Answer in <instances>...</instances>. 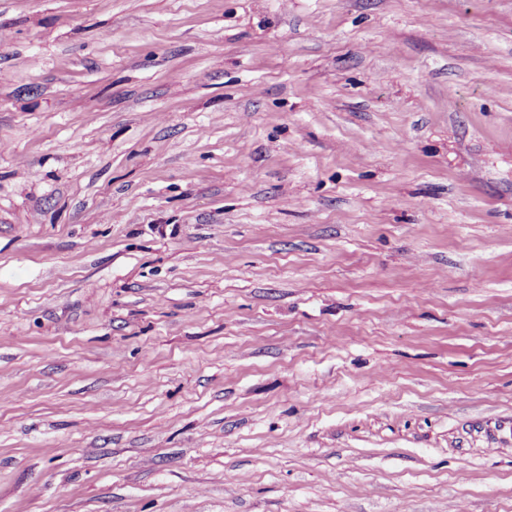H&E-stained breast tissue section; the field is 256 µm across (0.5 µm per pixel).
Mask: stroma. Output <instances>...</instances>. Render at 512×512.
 <instances>
[{
  "label": "stroma",
  "instance_id": "35a3bbf8",
  "mask_svg": "<svg viewBox=\"0 0 512 512\" xmlns=\"http://www.w3.org/2000/svg\"><path fill=\"white\" fill-rule=\"evenodd\" d=\"M0 31V512H512V0Z\"/></svg>",
  "mask_w": 512,
  "mask_h": 512
}]
</instances>
